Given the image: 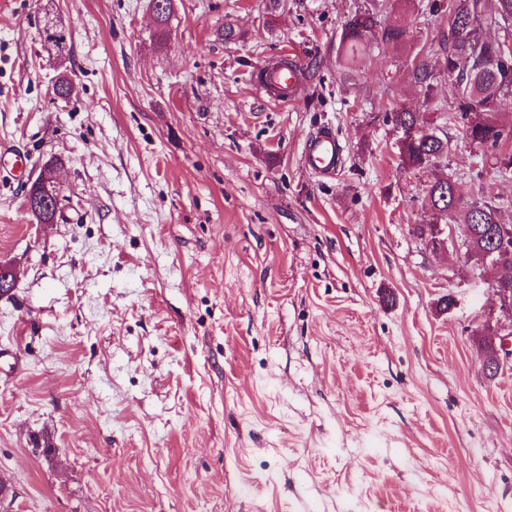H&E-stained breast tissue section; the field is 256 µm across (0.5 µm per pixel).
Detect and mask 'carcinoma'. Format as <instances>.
<instances>
[{"label":"carcinoma","instance_id":"obj_1","mask_svg":"<svg viewBox=\"0 0 512 512\" xmlns=\"http://www.w3.org/2000/svg\"><path fill=\"white\" fill-rule=\"evenodd\" d=\"M448 16L460 20L471 19L474 26H448V39L442 46L448 49V72L456 76L459 86L457 110L461 122L459 133L472 145L504 147L512 141V125L501 123L496 117L500 97L512 93V33L498 42H488L483 29L512 26V0H448ZM378 27L377 15L368 10L357 11L342 26L339 49L352 59L365 47ZM432 72L422 64L412 71V80L429 95ZM384 120L408 134V129H430L427 122L415 112L401 110L387 112ZM448 154V138L432 132L418 134L400 145V158L407 168L420 169L431 160ZM451 179L430 185L425 205L431 212L432 223L475 224L486 232L500 223L497 197H489L473 207L458 205L452 209Z\"/></svg>","mask_w":512,"mask_h":512}]
</instances>
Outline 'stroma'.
I'll list each match as a JSON object with an SVG mask.
<instances>
[{"instance_id":"1","label":"stroma","mask_w":512,"mask_h":512,"mask_svg":"<svg viewBox=\"0 0 512 512\" xmlns=\"http://www.w3.org/2000/svg\"><path fill=\"white\" fill-rule=\"evenodd\" d=\"M379 2L175 0L161 39L150 0H0V145L23 158L0 178L10 512L512 506V370L481 368L512 315H489L463 254L412 233L446 175L471 203L494 188L512 224V176L457 136L447 0ZM365 9L407 39L350 64L340 33ZM287 51L304 78L280 105L255 80ZM403 108L447 133V157L404 168L383 120ZM322 127L344 151L333 177L303 161ZM51 159L60 212L38 224L25 191Z\"/></svg>"}]
</instances>
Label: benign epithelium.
Segmentation results:
<instances>
[{
	"label": "benign epithelium",
	"mask_w": 512,
	"mask_h": 512,
	"mask_svg": "<svg viewBox=\"0 0 512 512\" xmlns=\"http://www.w3.org/2000/svg\"><path fill=\"white\" fill-rule=\"evenodd\" d=\"M61 28L54 15L45 13L44 30L49 49L56 51L66 45V41L60 39ZM60 193L56 170L47 166L35 180L33 192L27 195L26 207L56 215ZM419 242L425 251L436 255L447 252L452 246L474 266L488 270L498 264V256L512 249V229L503 227L492 239L481 241L472 224H431L425 235L419 237ZM491 288L496 296L495 309L512 313V290L495 284ZM501 331L499 345L493 346L482 358V369L489 376L497 375L506 365L512 367V325L501 328Z\"/></svg>",
	"instance_id": "1"
}]
</instances>
